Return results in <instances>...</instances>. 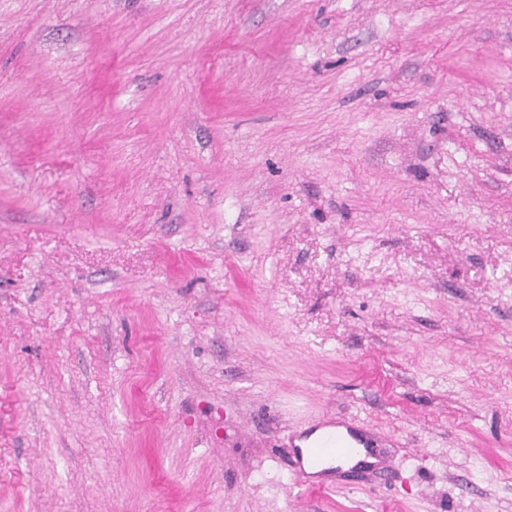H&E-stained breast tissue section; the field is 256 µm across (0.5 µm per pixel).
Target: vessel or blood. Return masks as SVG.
Masks as SVG:
<instances>
[{
	"label": "vessel or blood",
	"instance_id": "vessel-or-blood-1",
	"mask_svg": "<svg viewBox=\"0 0 512 512\" xmlns=\"http://www.w3.org/2000/svg\"><path fill=\"white\" fill-rule=\"evenodd\" d=\"M305 445L294 455V478L308 488L322 487L324 464L329 460H346L369 448L370 439L363 426L344 425L332 432L308 429L301 435Z\"/></svg>",
	"mask_w": 512,
	"mask_h": 512
}]
</instances>
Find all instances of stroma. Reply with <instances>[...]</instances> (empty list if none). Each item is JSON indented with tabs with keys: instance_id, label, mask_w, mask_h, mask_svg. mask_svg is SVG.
Instances as JSON below:
<instances>
[{
	"instance_id": "obj_1",
	"label": "stroma",
	"mask_w": 512,
	"mask_h": 512,
	"mask_svg": "<svg viewBox=\"0 0 512 512\" xmlns=\"http://www.w3.org/2000/svg\"><path fill=\"white\" fill-rule=\"evenodd\" d=\"M0 512H512V0H0ZM342 427L332 432L327 427ZM326 427V428H324ZM318 434L317 432L321 429ZM322 432V433H321ZM300 440L305 441L304 450L296 447L294 455V478L302 486L308 488H327L329 485L320 480L326 472L323 465L328 460H346L358 456L362 448H371L369 436L365 433L364 424L349 425L331 419L319 428L304 431Z\"/></svg>"
}]
</instances>
